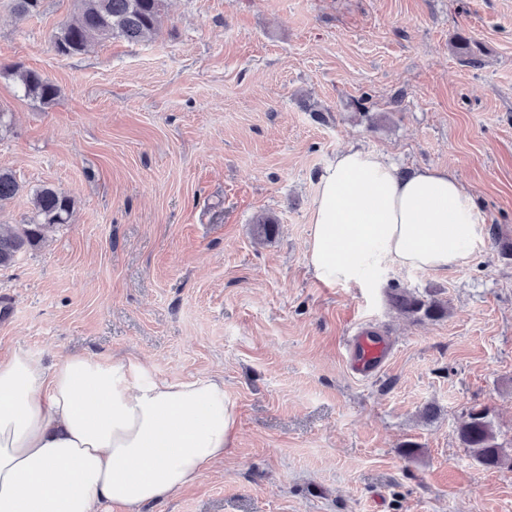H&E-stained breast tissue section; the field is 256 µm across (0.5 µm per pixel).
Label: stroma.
I'll return each mask as SVG.
<instances>
[{
  "label": "stroma",
  "instance_id": "stroma-1",
  "mask_svg": "<svg viewBox=\"0 0 512 512\" xmlns=\"http://www.w3.org/2000/svg\"><path fill=\"white\" fill-rule=\"evenodd\" d=\"M76 10L43 0L22 17L0 0V166L21 186L0 224L32 223L45 185L74 200L0 268V362L23 348L223 376L232 448L143 512H512V467L458 440L483 408L512 456V0H166L151 39L58 55ZM15 64L56 101L28 98ZM350 145L454 170L482 250L445 272L316 280L318 177ZM404 289L446 315L398 314ZM359 325L393 341L368 379L344 358ZM11 72L23 86L27 97L38 100L40 104L46 106L56 100L59 89L48 77L22 65L13 66Z\"/></svg>",
  "mask_w": 512,
  "mask_h": 512
}]
</instances>
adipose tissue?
Returning a JSON list of instances; mask_svg holds the SVG:
<instances>
[{"label":"adipose tissue","instance_id":"adipose-tissue-1","mask_svg":"<svg viewBox=\"0 0 512 512\" xmlns=\"http://www.w3.org/2000/svg\"><path fill=\"white\" fill-rule=\"evenodd\" d=\"M452 170L399 169L349 146L317 183L307 263L326 284L395 264L445 271L484 245ZM224 379L160 377L137 359L20 349L0 363V512H141L194 484L236 437Z\"/></svg>","mask_w":512,"mask_h":512}]
</instances>
